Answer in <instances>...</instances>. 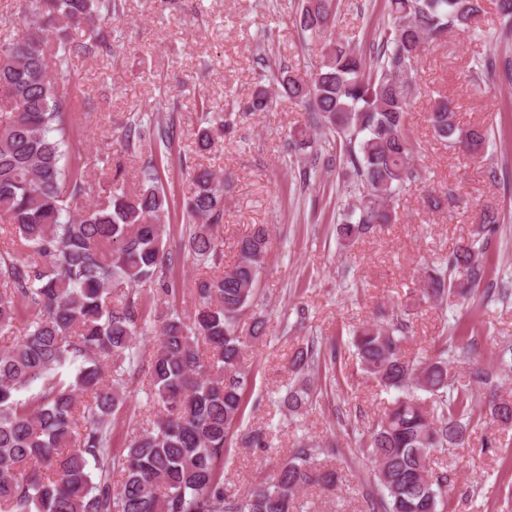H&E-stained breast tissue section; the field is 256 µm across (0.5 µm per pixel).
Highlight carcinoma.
I'll return each mask as SVG.
<instances>
[{
	"label": "carcinoma",
	"mask_w": 512,
	"mask_h": 512,
	"mask_svg": "<svg viewBox=\"0 0 512 512\" xmlns=\"http://www.w3.org/2000/svg\"><path fill=\"white\" fill-rule=\"evenodd\" d=\"M33 5L31 23L0 45V109L11 113L0 122V220L25 253L18 259L0 252V512H306L302 491H332L339 480L316 463L320 455L340 454L334 442L300 439L270 479L241 497L226 494L218 467L246 409L251 376L242 366L247 337L239 323L257 306L268 227L238 238L235 260L224 267L213 232L224 219V188L212 171L193 172L184 250L201 277L193 316H180L168 277L180 255L165 248L169 200L157 156L144 159L140 190H126L117 167L108 195L93 205L83 203L93 190L89 174L70 161L72 109L58 77L73 56L109 54L112 44L101 28L80 43L69 30L119 17L122 0ZM496 5L505 40L512 0ZM481 11L482 0H387V26L366 55L327 36L336 0H303L300 30L328 42L308 74L281 68L276 82L323 130L321 141L287 144L306 156L303 180L334 165L347 177L353 205L336 225L342 243L390 223L396 199L420 182L407 109L421 50L450 30L468 29ZM471 73L512 82V56L491 50L474 60ZM271 103L260 84L249 110L268 111ZM429 122L448 147L474 158L492 139L482 128H462L446 101L435 103ZM146 134L140 120L126 125L125 151L139 152ZM500 221L496 209L484 207L470 237L424 270L421 298L452 309L482 288L505 300L509 279L495 287L486 259ZM146 283L154 284L148 300L139 291ZM153 323L159 344L146 366L135 340ZM407 329L397 314L384 326L349 332L363 377L393 394L383 415L361 431L356 452L371 463L370 483L384 512H445L452 470H433L431 458L464 447L478 414L512 423V395L498 393L497 385L512 377V342L500 345L491 366L476 365L459 381L448 365L469 356L475 343L450 347L445 340L435 355L410 361L402 352ZM335 364L334 345L327 354L313 340L299 347L291 361L295 379L279 406L303 414L313 403L311 374ZM141 376L161 415L116 458L112 420L126 405L128 382ZM240 443L269 445L260 429Z\"/></svg>",
	"instance_id": "carcinoma-1"
}]
</instances>
